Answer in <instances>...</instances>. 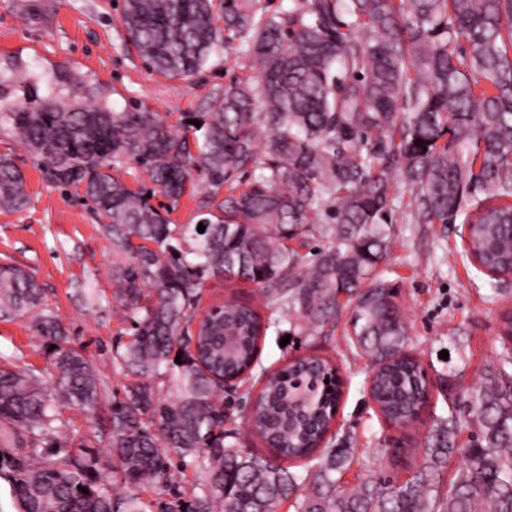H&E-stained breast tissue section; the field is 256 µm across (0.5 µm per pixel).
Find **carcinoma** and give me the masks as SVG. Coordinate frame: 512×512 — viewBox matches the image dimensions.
Returning <instances> with one entry per match:
<instances>
[{
	"instance_id": "1",
	"label": "carcinoma",
	"mask_w": 512,
	"mask_h": 512,
	"mask_svg": "<svg viewBox=\"0 0 512 512\" xmlns=\"http://www.w3.org/2000/svg\"><path fill=\"white\" fill-rule=\"evenodd\" d=\"M122 23L152 73L190 78L238 39L255 75L211 103L193 140L143 104H88L66 66L44 75L0 61V133L101 218L112 299L129 322L114 359L132 376L103 397L95 365L44 308L32 273L0 263V317L30 319L52 385L0 365V479L19 512H279L290 498L298 512H512V313L498 365L456 394L461 409L435 417L418 448L380 449L412 457V477L345 489L358 458L351 439L322 447L342 393L336 367L298 357L263 380L250 427L280 462L254 455L229 442L237 389L224 392V381L252 372L268 322L246 300L201 310L206 282L224 276L257 286L293 336L321 335L350 312L347 335L371 359L379 413L413 426L430 383L404 351L398 289L375 276L390 245V189L398 177L409 187L414 224L464 215L465 252L487 276L512 269V0H302L265 19L254 0H224L222 29L212 0H124ZM121 163L151 187L132 188ZM197 173L203 233L170 218ZM159 195L169 203L155 206ZM28 204L22 170L0 152V209ZM315 236L328 246L311 259L293 246ZM165 378L175 394L160 393ZM102 404L110 464L61 436L62 409L93 422ZM319 448L305 476L282 466ZM174 456L205 474L200 492L174 480L183 473ZM148 491L157 498L144 500Z\"/></svg>"
}]
</instances>
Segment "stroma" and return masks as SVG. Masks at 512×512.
<instances>
[{
  "instance_id": "35a3bbf8",
  "label": "stroma",
  "mask_w": 512,
  "mask_h": 512,
  "mask_svg": "<svg viewBox=\"0 0 512 512\" xmlns=\"http://www.w3.org/2000/svg\"><path fill=\"white\" fill-rule=\"evenodd\" d=\"M44 17L25 20L29 0H0V59L14 57L50 70L64 65L83 75L95 100L122 109L130 101L170 115L175 130L185 116L202 117L211 99L230 84L246 80L252 61L238 44L212 54L189 79L145 71L127 44L121 8L114 0H41ZM0 151L12 153L24 173L29 205L13 213L0 210V263L29 270L44 290L47 309L68 330L95 364L107 389L121 388L125 372L113 362V344L126 325L112 308V251L90 202L74 188L54 186L38 161L19 141L0 137ZM404 206L392 218L391 246L379 263L381 279L400 291L409 325L405 350L418 357L432 383L431 398L413 437H422L434 417L447 415V386L462 388L476 372L496 364L500 317L512 311V294L494 293L495 280L478 273L466 257L460 224H412L405 206L411 193L396 183ZM448 358H441V351ZM328 359L343 380L335 421L328 435L335 442L353 438L360 461L343 475L345 486L359 477L380 474L405 480L413 464L402 456L377 458L378 448L402 439L367 394L368 357L350 349L344 326L329 337H292L287 323L270 324L259 341L255 373L245 390L258 393L261 375L276 372L300 356ZM36 370L46 360L28 319H0V363Z\"/></svg>"
}]
</instances>
